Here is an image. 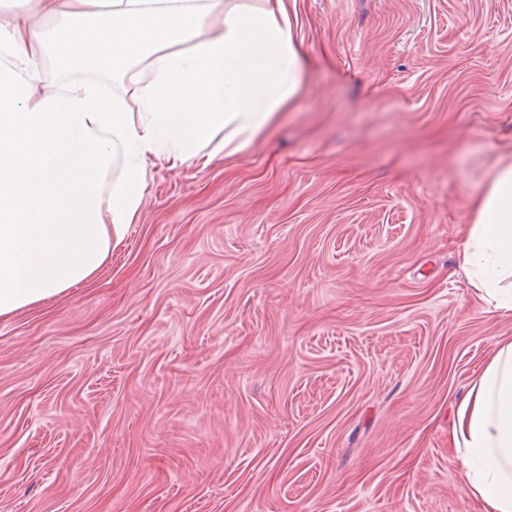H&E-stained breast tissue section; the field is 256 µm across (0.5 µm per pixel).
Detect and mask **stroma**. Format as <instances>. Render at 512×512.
I'll use <instances>...</instances> for the list:
<instances>
[{
  "instance_id": "1",
  "label": "stroma",
  "mask_w": 512,
  "mask_h": 512,
  "mask_svg": "<svg viewBox=\"0 0 512 512\" xmlns=\"http://www.w3.org/2000/svg\"><path fill=\"white\" fill-rule=\"evenodd\" d=\"M288 9L292 102L156 162L91 279L0 317V512H477L448 409L512 336L459 268L512 0Z\"/></svg>"
}]
</instances>
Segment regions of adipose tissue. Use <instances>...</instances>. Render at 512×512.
<instances>
[{
    "instance_id": "1",
    "label": "adipose tissue",
    "mask_w": 512,
    "mask_h": 512,
    "mask_svg": "<svg viewBox=\"0 0 512 512\" xmlns=\"http://www.w3.org/2000/svg\"><path fill=\"white\" fill-rule=\"evenodd\" d=\"M0 16V317L90 279L138 217L148 170L245 149L300 89L288 0H45ZM52 59L65 80L43 85ZM151 77L124 96L98 73ZM123 173L101 185L115 161ZM459 268L512 316V163L476 198ZM448 448L479 512H512V339L452 410Z\"/></svg>"
}]
</instances>
